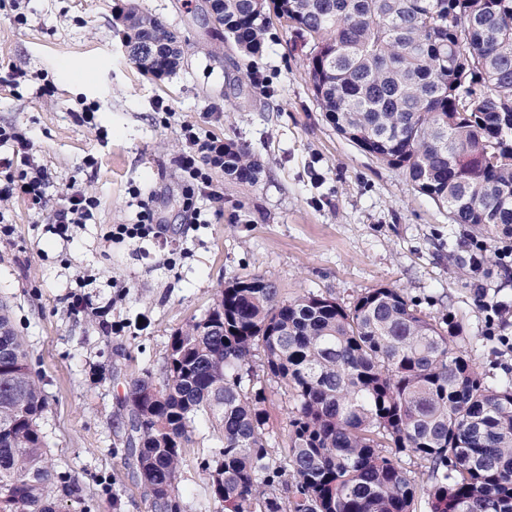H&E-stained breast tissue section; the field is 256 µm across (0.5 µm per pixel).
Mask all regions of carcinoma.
<instances>
[{
    "mask_svg": "<svg viewBox=\"0 0 512 512\" xmlns=\"http://www.w3.org/2000/svg\"><path fill=\"white\" fill-rule=\"evenodd\" d=\"M247 57L271 25L265 0H207ZM310 45L308 73L343 138L402 169L456 224L512 235V0H272ZM125 47L155 77L179 66L178 36L131 18ZM224 175L259 180L248 146L224 144ZM456 317L431 322L395 288L344 307L283 299L262 275L224 285L171 336L161 375L126 380L124 463L148 512H183L181 467L197 422L219 448L199 466L216 512H512V370L488 380ZM291 394L283 461L268 450L265 389ZM47 400L0 302V512H57L76 494L49 457ZM429 464L428 482L403 458Z\"/></svg>",
    "mask_w": 512,
    "mask_h": 512,
    "instance_id": "1",
    "label": "carcinoma"
}]
</instances>
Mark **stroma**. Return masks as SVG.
I'll return each mask as SVG.
<instances>
[{
  "label": "stroma",
  "instance_id": "35a3bbf8",
  "mask_svg": "<svg viewBox=\"0 0 512 512\" xmlns=\"http://www.w3.org/2000/svg\"><path fill=\"white\" fill-rule=\"evenodd\" d=\"M158 17L183 41L171 75L141 71L123 45L117 13ZM309 50L285 24L247 58L224 38L204 0H0V76L23 65L19 86L0 83V126L27 129L53 201L96 195L93 217L70 240L47 229L48 212L20 199L0 204V301L6 302L47 396L39 421L56 469L68 471L94 512H147L124 464L115 412L125 381L159 369L170 338L201 318L225 282L263 275L282 298L314 291L351 305L395 288L431 321L455 315L480 370L512 367V336L487 299L512 305V274L496 260L470 265L464 224L421 194L402 170L362 152L326 121L308 76ZM96 107V123L80 121ZM200 137L248 144L261 163L254 184L210 168L221 210L182 207L183 125ZM147 207L163 237L115 242L113 225ZM89 308L72 307L73 295ZM269 412L270 452H286L292 403L254 360ZM216 445L200 427L181 469L184 512H205L199 460ZM121 508L113 510L112 495Z\"/></svg>",
  "mask_w": 512,
  "mask_h": 512
}]
</instances>
